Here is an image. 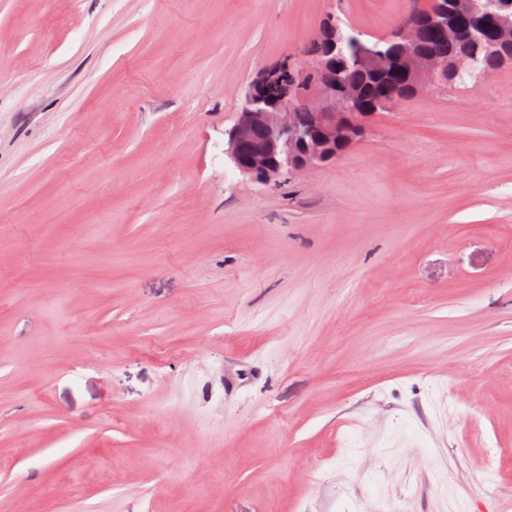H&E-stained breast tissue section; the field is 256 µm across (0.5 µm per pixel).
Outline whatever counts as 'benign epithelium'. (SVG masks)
Wrapping results in <instances>:
<instances>
[{"label": "benign epithelium", "instance_id": "obj_1", "mask_svg": "<svg viewBox=\"0 0 512 512\" xmlns=\"http://www.w3.org/2000/svg\"><path fill=\"white\" fill-rule=\"evenodd\" d=\"M418 12L396 22L383 41L392 45L390 60L378 51L377 43L355 44L352 62L374 72L389 70L411 82L418 96L429 89L448 84L453 76H464L477 68L474 50L485 33L493 31L502 62L512 63V11L489 10L487 0H430L423 18L450 42L464 45L463 51L449 61L434 54H417ZM317 37L326 44V53L309 60L299 78L311 72L322 76L306 92L294 91V82H283L275 90L269 85L274 76L265 72L245 90L240 112L227 132L224 155L243 176L262 182L276 181L291 171H312L336 159V147L360 138L367 121L381 109L395 103L380 98L364 112L344 76V67L336 65V26L329 24ZM314 113V124L304 126L299 112Z\"/></svg>", "mask_w": 512, "mask_h": 512}]
</instances>
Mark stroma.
Masks as SVG:
<instances>
[{
    "label": "stroma",
    "instance_id": "35a3bbf8",
    "mask_svg": "<svg viewBox=\"0 0 512 512\" xmlns=\"http://www.w3.org/2000/svg\"><path fill=\"white\" fill-rule=\"evenodd\" d=\"M425 3L0 0V512H512V65L224 157ZM326 44V53L312 57L305 71H294L303 78L298 89L309 85L305 93L294 91L290 71L286 82L275 90L272 71L256 77L245 90L240 112L227 132L224 155L233 168L243 176L262 182L276 181L291 171H312L336 159V147L350 145L360 138L367 121L378 110L395 106L390 99L410 98L406 84L398 78L384 80L350 65L347 75L359 89L364 107L362 112L357 96L344 76V67H336V26L329 24L317 36ZM316 72V73H311ZM310 73V74H309ZM318 73V74H317ZM322 80H321V76ZM321 82L319 84V81ZM305 110L299 120V112ZM309 110V111H308ZM256 131L261 138L254 139ZM248 147L247 153L242 152Z\"/></svg>",
    "mask_w": 512,
    "mask_h": 512
}]
</instances>
